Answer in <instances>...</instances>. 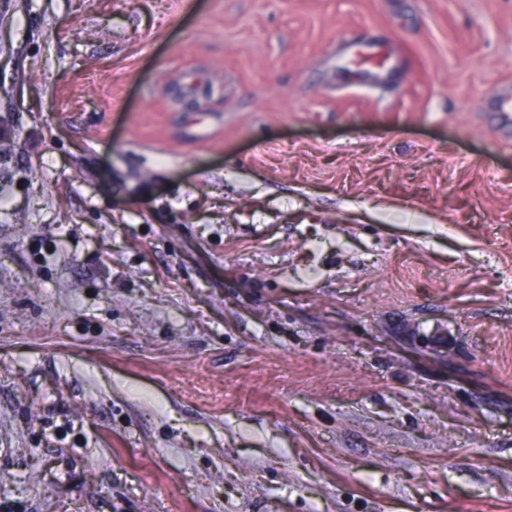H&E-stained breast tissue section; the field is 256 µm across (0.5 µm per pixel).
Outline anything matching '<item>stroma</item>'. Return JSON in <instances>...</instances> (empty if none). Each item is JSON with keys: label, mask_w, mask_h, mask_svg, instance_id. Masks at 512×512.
<instances>
[{"label": "stroma", "mask_w": 512, "mask_h": 512, "mask_svg": "<svg viewBox=\"0 0 512 512\" xmlns=\"http://www.w3.org/2000/svg\"><path fill=\"white\" fill-rule=\"evenodd\" d=\"M508 84L512 0H0V512H512ZM369 49V54L362 62V77L369 84H378L384 81L386 73L396 66V61L387 58L372 45H365Z\"/></svg>", "instance_id": "1"}]
</instances>
